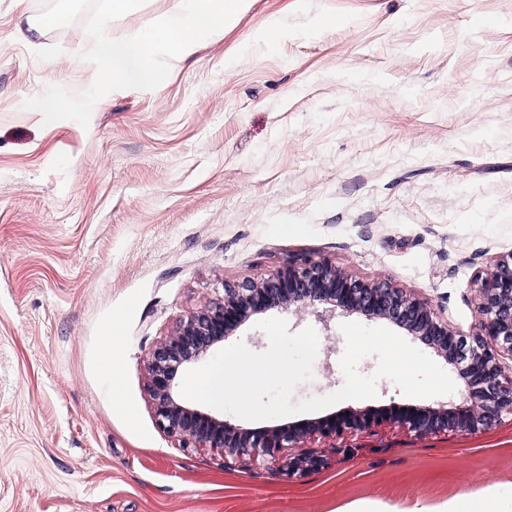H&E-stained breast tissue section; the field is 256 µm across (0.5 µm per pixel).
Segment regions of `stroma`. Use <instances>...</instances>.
<instances>
[{
	"label": "stroma",
	"mask_w": 512,
	"mask_h": 512,
	"mask_svg": "<svg viewBox=\"0 0 512 512\" xmlns=\"http://www.w3.org/2000/svg\"><path fill=\"white\" fill-rule=\"evenodd\" d=\"M44 4L0 0V512H408L512 492L510 415L347 435L289 478L176 447L145 368L222 282L301 254L478 330L476 278L512 251V0H247L167 85L104 96L85 127L23 106L96 77L81 24L41 27ZM283 317L335 334L296 400L340 389L346 315Z\"/></svg>",
	"instance_id": "obj_1"
}]
</instances>
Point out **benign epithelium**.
<instances>
[{
  "mask_svg": "<svg viewBox=\"0 0 512 512\" xmlns=\"http://www.w3.org/2000/svg\"><path fill=\"white\" fill-rule=\"evenodd\" d=\"M482 315L472 335L459 334L438 318L430 304L385 281L355 279L328 260L301 255L265 279L223 283L222 293L207 299L157 341L146 363L148 402L159 429L180 448H210L224 463L257 466L280 462L294 478L325 463L323 451L285 456L307 438L333 442L345 434L398 425L417 435L448 431L473 434L512 415V375L501 358L512 357V252L495 257L476 278ZM322 309L318 319L340 310L368 321L387 320L432 349L457 369L463 394L458 404L386 405L349 409L314 419L248 428L188 402L180 376L203 363L224 340L255 315L272 309Z\"/></svg>",
  "mask_w": 512,
  "mask_h": 512,
  "instance_id": "obj_1",
  "label": "benign epithelium"
}]
</instances>
